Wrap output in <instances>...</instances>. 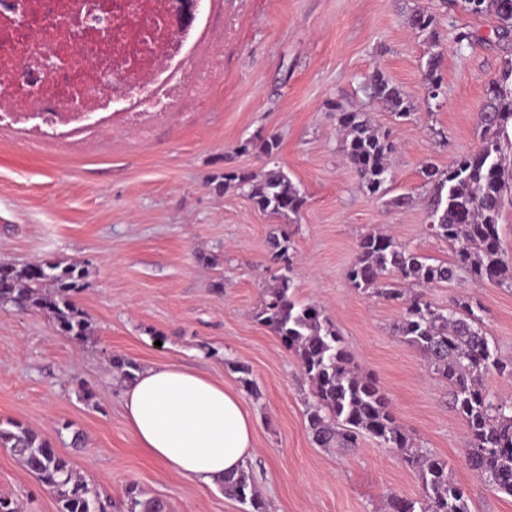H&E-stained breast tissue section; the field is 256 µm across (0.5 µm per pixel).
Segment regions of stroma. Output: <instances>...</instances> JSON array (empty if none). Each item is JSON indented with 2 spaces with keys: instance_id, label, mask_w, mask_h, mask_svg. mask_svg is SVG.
Returning a JSON list of instances; mask_svg holds the SVG:
<instances>
[{
  "instance_id": "35a3bbf8",
  "label": "stroma",
  "mask_w": 512,
  "mask_h": 512,
  "mask_svg": "<svg viewBox=\"0 0 512 512\" xmlns=\"http://www.w3.org/2000/svg\"><path fill=\"white\" fill-rule=\"evenodd\" d=\"M423 9L437 18L443 50L436 100L422 92L430 40L408 25ZM461 27L475 39L459 52L453 36ZM496 28L494 18L448 0H213L192 61L208 74L207 93L185 94L148 139L122 115L106 134L79 143L45 145L0 129V261L78 263L86 286L76 303L91 324L80 343L43 314L0 308V422L38 430L113 505L134 484L165 500L169 512H246L220 487L170 472L137 447L125 383L108 363L121 354L234 387L228 363L235 360L258 387L257 395H241L256 430L245 467L268 512H385L390 495L419 499L417 472L376 439L320 448L308 434L311 385L294 354L254 317L272 283L271 238L285 231L295 249V300L323 309L414 445L447 460L471 512H512V497L492 492L467 466L466 425L447 382L397 336L401 308L356 291L347 278L360 239L375 230L424 256L451 259L452 247L428 230L421 168H447L478 144L486 88L504 57ZM216 52L222 64L214 69ZM376 69L411 95L414 120H396L370 98L366 80ZM340 109L368 113L393 140L387 198L361 188L342 150ZM257 134L279 137L271 161L306 195L296 222L258 211L240 190L215 189L226 168L264 169L269 160L237 151ZM400 195L410 204L391 206ZM469 291L484 308L491 347L512 361V288L451 282L425 296L444 307ZM0 494L21 512H58L55 496L3 447Z\"/></svg>"
}]
</instances>
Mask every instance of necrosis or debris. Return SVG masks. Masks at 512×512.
Instances as JSON below:
<instances>
[{"mask_svg":"<svg viewBox=\"0 0 512 512\" xmlns=\"http://www.w3.org/2000/svg\"><path fill=\"white\" fill-rule=\"evenodd\" d=\"M173 0H0V123L32 122L70 141L126 116L148 138L181 92L202 15L178 29ZM21 71V83L2 73Z\"/></svg>","mask_w":512,"mask_h":512,"instance_id":"4bbe7bcc","label":"necrosis or debris"}]
</instances>
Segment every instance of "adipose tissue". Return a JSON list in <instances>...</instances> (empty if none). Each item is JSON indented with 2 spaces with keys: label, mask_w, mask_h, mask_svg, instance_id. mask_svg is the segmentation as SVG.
Masks as SVG:
<instances>
[{
  "label": "adipose tissue",
  "mask_w": 512,
  "mask_h": 512,
  "mask_svg": "<svg viewBox=\"0 0 512 512\" xmlns=\"http://www.w3.org/2000/svg\"><path fill=\"white\" fill-rule=\"evenodd\" d=\"M124 406L138 448L202 485L221 484L255 450L254 423L239 394L203 373L146 365L127 384Z\"/></svg>",
  "instance_id": "obj_1"
}]
</instances>
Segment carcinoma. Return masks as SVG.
I'll list each match as a JSON object with an SVG mask.
<instances>
[{
  "mask_svg": "<svg viewBox=\"0 0 512 512\" xmlns=\"http://www.w3.org/2000/svg\"><path fill=\"white\" fill-rule=\"evenodd\" d=\"M463 8L473 15L494 16L499 22L498 40L506 47L512 44V0H463ZM408 24L436 39L434 14L416 11ZM441 59V53L432 52L426 61L422 86L427 93L442 86ZM366 87L395 118L407 120L413 115L411 97L381 70L372 71ZM479 119L483 136L478 146L446 169L430 164L421 169L430 189L429 230L453 247V259L431 263L388 234L368 233L358 243L347 277L353 288L402 307L396 332L452 387L453 407L467 428V465L492 490L512 496V405L494 400L485 384L492 374L512 377V362L502 361L491 349L482 328L481 303L473 297H458L438 307L403 288L410 283L426 288L451 281L512 287V257H506L501 247L499 224L505 196L512 193V163L501 145L502 132L512 124V57L504 59L500 76L489 83ZM336 121L347 132L344 152L361 187L373 196L384 194L392 182V143L364 112H338ZM279 147L276 135H257L240 142L238 151H255L270 160ZM229 187L241 189L258 210L286 218L297 215L306 203L277 165L259 176L226 169L216 177V188ZM290 248L288 234L273 237L269 262L275 267V286L264 290L256 318L294 352L312 384L306 419L313 442L321 448H354L359 437L369 435L400 452L419 474L421 498L392 495L387 501L390 512H470L465 490L448 476V462L413 446L387 397L360 372L322 310L292 299ZM84 279L85 271L76 263L42 262L36 268L1 262L0 306L42 312L60 334L82 341L90 334V324L75 295L84 287ZM109 362L127 382L140 369L122 355H112ZM225 364L239 374L246 391H254L249 367L228 360ZM0 446L10 449L55 494L58 512H112V501L102 499L96 485L76 475L69 460L32 428L11 420L0 422ZM221 488L224 496L249 505V512H266L250 472L242 469L224 476ZM125 496L124 512H168L166 501L144 497L134 484L126 487Z\"/></svg>",
  "mask_w": 512,
  "mask_h": 512,
  "instance_id": "1",
  "label": "carcinoma"
}]
</instances>
